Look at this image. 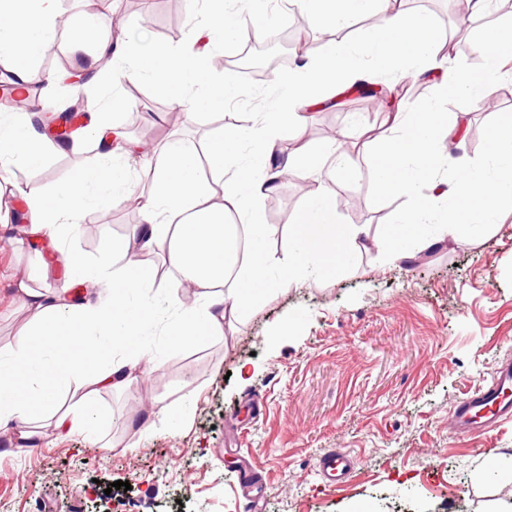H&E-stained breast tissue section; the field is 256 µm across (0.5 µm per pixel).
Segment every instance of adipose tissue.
Listing matches in <instances>:
<instances>
[{
    "label": "adipose tissue",
    "instance_id": "obj_1",
    "mask_svg": "<svg viewBox=\"0 0 512 512\" xmlns=\"http://www.w3.org/2000/svg\"><path fill=\"white\" fill-rule=\"evenodd\" d=\"M57 3L0 0V50L10 59L19 90L37 84L43 94L57 92L59 78L32 64L54 35L51 21ZM291 5L303 21L330 32L375 9L383 20L367 33L366 50L332 38L316 58L276 77L274 106L255 125L217 133L204 157L172 146L146 148L128 139L120 126L93 122L80 131L83 139L103 148L91 177H79L51 198L19 188L30 234L55 244L63 233L79 232L92 203L134 197L142 222L115 244V269L91 267L71 250L55 248L44 255V262L82 273L96 302L70 305L64 283L41 289L20 285L28 330L9 351V372L0 374V436L11 435L16 420L37 415L50 420L57 433L76 432L90 424L97 392L128 390L140 374L162 372L163 361L143 341L158 315L157 302L143 295L154 286L158 270L143 262V255L159 254L193 288L186 299H168L177 311L166 329L172 351L223 339L228 313L247 310L291 284L316 282L346 269L367 229L337 223L330 185L318 184L289 217L288 249L281 254L269 249L276 225L256 219L253 209L288 177L313 171L324 160H332L335 180H346L353 172L348 138L342 133L313 152H284L285 131H303L301 106L324 105L337 84L372 83L379 74H397L406 64L419 74L428 73L438 37L428 18L406 14L388 0H291ZM200 6L203 20L181 51L144 55L124 36L97 39L96 23L82 28L72 46L81 52L88 41L96 43L94 54L79 69L86 77L84 90L101 94L93 109L107 107L104 92L124 76L159 82L171 105L181 109L196 103L220 108L237 98L238 87L205 61L215 47L233 50L240 15L220 0H201ZM477 47L482 68H449L439 100L481 99L493 91L504 60L512 56V23L489 27ZM438 102L395 113L369 148L378 194L409 202L397 221L384 227L391 262L414 259L464 229L485 234L497 222L501 203L512 200V113H491L488 162L478 166L464 155L447 159L435 153L438 142L448 139L461 149L465 139L463 114L447 115ZM43 125V117L35 112L20 109L9 114L7 131H0L1 170L20 162L35 170L48 150L66 152V145L48 144ZM142 169L153 170V185L131 194ZM231 215L237 216V223H228ZM239 236L247 248L238 255L234 240ZM64 392L76 400L62 411L57 401Z\"/></svg>",
    "mask_w": 512,
    "mask_h": 512
}]
</instances>
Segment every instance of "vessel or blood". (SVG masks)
<instances>
[{"label":"vessel or blood","mask_w":512,"mask_h":512,"mask_svg":"<svg viewBox=\"0 0 512 512\" xmlns=\"http://www.w3.org/2000/svg\"><path fill=\"white\" fill-rule=\"evenodd\" d=\"M512 417V366L499 369L493 379L467 394L451 413V428L455 435L464 436L480 429H490L499 420ZM349 460L336 452L320 459L318 470L327 480L345 475Z\"/></svg>","instance_id":"b4317fda"}]
</instances>
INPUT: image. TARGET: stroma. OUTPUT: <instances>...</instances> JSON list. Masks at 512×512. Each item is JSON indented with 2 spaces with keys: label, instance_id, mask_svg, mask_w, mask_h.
I'll list each match as a JSON object with an SVG mask.
<instances>
[{
  "label": "stroma",
  "instance_id": "1",
  "mask_svg": "<svg viewBox=\"0 0 512 512\" xmlns=\"http://www.w3.org/2000/svg\"><path fill=\"white\" fill-rule=\"evenodd\" d=\"M408 13L428 17L456 42L436 68L478 69L477 35L483 14L453 20L446 0H405ZM91 16L89 0H60L54 37L35 65L62 76L54 99L32 89L27 109L51 113L74 101L68 74L77 60L72 35ZM121 26L142 53L184 44L190 23L161 12L132 13ZM273 73L220 109L177 114L148 79L140 110L108 107V121L149 146L190 150L221 129L250 126L259 108H271ZM448 113L465 115V148L486 157V113L461 100ZM377 116L345 104L313 110L304 146L317 149L340 132L361 138ZM95 143L76 142L64 154L46 153L39 170L12 167L10 181L53 195L74 176L91 171ZM356 172L336 185L337 195L359 197L361 208L337 209L340 224L368 227L346 274L276 291L226 319L224 339L184 348L167 358L160 376L140 379L131 391H104L93 414L94 431L55 437L40 422L41 442L27 454L0 438V502L10 512H493L512 505V481L485 483L488 469L512 468V418L487 431L451 434L448 415L467 393L512 363V202L485 236L459 234L415 261L389 263L383 224L394 221L405 198L379 197L365 151ZM328 173L298 174L259 203L263 223L289 217ZM128 203L86 210L85 231L64 238L89 264H112V242L140 223ZM46 242L26 224L0 228V348L22 334L28 314L17 281L32 288L58 283L61 270L45 267ZM162 397L183 419L148 417L150 398ZM111 441L102 451L99 439ZM138 439L128 451L129 439ZM332 449L354 456L348 474L329 484L317 474ZM129 489H113L115 481Z\"/></svg>",
  "mask_w": 512,
  "mask_h": 512
}]
</instances>
